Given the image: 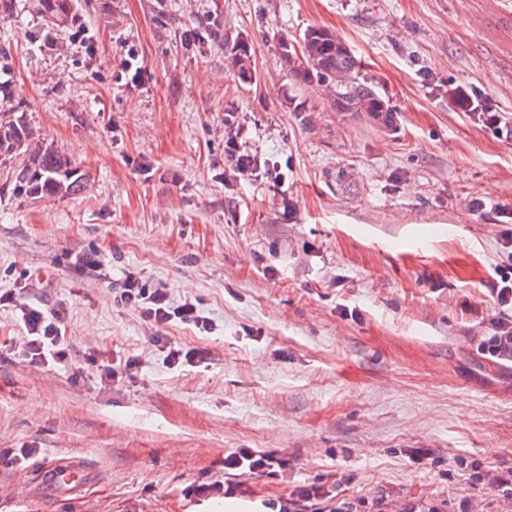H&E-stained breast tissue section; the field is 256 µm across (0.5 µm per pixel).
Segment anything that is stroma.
I'll return each mask as SVG.
<instances>
[{"instance_id": "stroma-1", "label": "stroma", "mask_w": 512, "mask_h": 512, "mask_svg": "<svg viewBox=\"0 0 512 512\" xmlns=\"http://www.w3.org/2000/svg\"><path fill=\"white\" fill-rule=\"evenodd\" d=\"M35 0L0 10V111L70 156L84 184L17 193L0 157V294L69 338L66 365L22 355L0 307V512H210L196 496L237 448L276 456L241 500L297 486L393 505L512 512L461 460L512 469V364L483 358L502 213H512V0ZM333 31L393 110L339 112L289 70L285 45ZM251 46V77L226 65ZM464 90L504 113L495 128ZM253 173L226 163L230 123ZM97 268H88V259ZM134 271L212 333L167 328L197 367L169 369L156 328L117 300ZM137 359L108 386L100 367ZM99 475L78 500L19 496L42 462ZM45 16L53 24L67 23L72 20L71 0H38Z\"/></svg>"}]
</instances>
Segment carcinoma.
Here are the masks:
<instances>
[{"instance_id": "obj_1", "label": "carcinoma", "mask_w": 512, "mask_h": 512, "mask_svg": "<svg viewBox=\"0 0 512 512\" xmlns=\"http://www.w3.org/2000/svg\"><path fill=\"white\" fill-rule=\"evenodd\" d=\"M45 16L52 23L64 24L72 16L71 0H39ZM335 33L324 28H310L300 42L301 53L285 50V64L306 80L328 83L334 87L336 108L351 112L358 105L376 110L381 123H391L392 110L373 86L360 79L359 62L351 54L336 51ZM250 49L239 41L231 49V69L244 76L250 69ZM32 133L23 116L0 118V156H21L23 162L15 175V186L33 199L70 194L81 187L82 178L68 156L53 148L31 147Z\"/></svg>"}]
</instances>
